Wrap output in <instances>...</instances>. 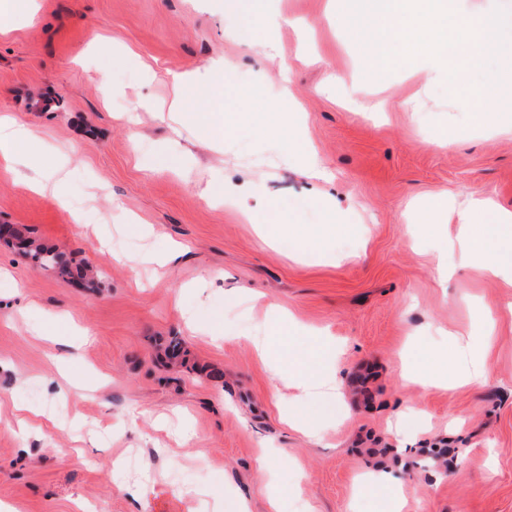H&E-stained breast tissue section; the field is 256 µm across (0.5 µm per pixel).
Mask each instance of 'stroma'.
<instances>
[{"mask_svg": "<svg viewBox=\"0 0 512 512\" xmlns=\"http://www.w3.org/2000/svg\"><path fill=\"white\" fill-rule=\"evenodd\" d=\"M247 0H33L31 14L0 34V115L25 125L49 156L64 159L69 203L0 176V224L99 271L95 288L59 278L0 244V503L15 512H223L245 496L268 512H378L358 484L383 467L399 480L405 512H512V285L471 267L437 271V246L456 240L457 213L473 195L512 211V83L506 54L485 58L488 121L471 126L449 104L444 74L375 71L340 49L351 33L375 39L348 0H275L285 22L278 54H257ZM133 50L148 69L126 64ZM292 63L289 95L275 80ZM230 66L207 104L224 139H202L172 107L171 72ZM108 82H100L101 71ZM345 74L330 82L329 73ZM383 99L360 112L349 88ZM417 107L403 111L401 100ZM456 136L446 150L435 132ZM312 148L328 179L296 154ZM213 182L245 188L255 222L200 198ZM436 215L423 232L418 215ZM83 223H76V215ZM289 225L273 241L255 225ZM186 246L178 265L155 257ZM241 293L240 302L224 298ZM307 331H328L344 353L332 367L343 397L325 407L313 439L279 406L282 383L250 337L280 328L271 308ZM224 332L212 341L188 316ZM488 341L484 387L426 389L449 333ZM414 410L430 419L401 430ZM285 449L267 471L259 456ZM424 448L448 467L403 469Z\"/></svg>", "mask_w": 512, "mask_h": 512, "instance_id": "obj_1", "label": "stroma"}]
</instances>
